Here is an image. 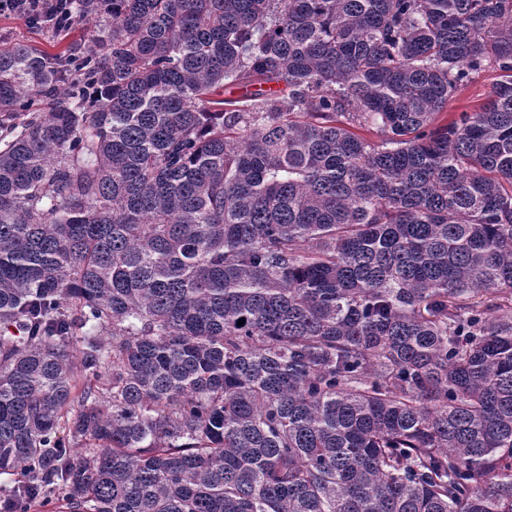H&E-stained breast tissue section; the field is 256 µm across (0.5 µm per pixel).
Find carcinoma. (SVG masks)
Here are the masks:
<instances>
[{
	"label": "carcinoma",
	"instance_id": "cac0c4a2",
	"mask_svg": "<svg viewBox=\"0 0 512 512\" xmlns=\"http://www.w3.org/2000/svg\"><path fill=\"white\" fill-rule=\"evenodd\" d=\"M73 13L0 45L4 507L512 512V0ZM494 80L495 75L491 72H482L475 76L463 91L448 99V108L439 115L438 122L451 123L458 119L461 112L471 111L484 103Z\"/></svg>",
	"mask_w": 512,
	"mask_h": 512
}]
</instances>
